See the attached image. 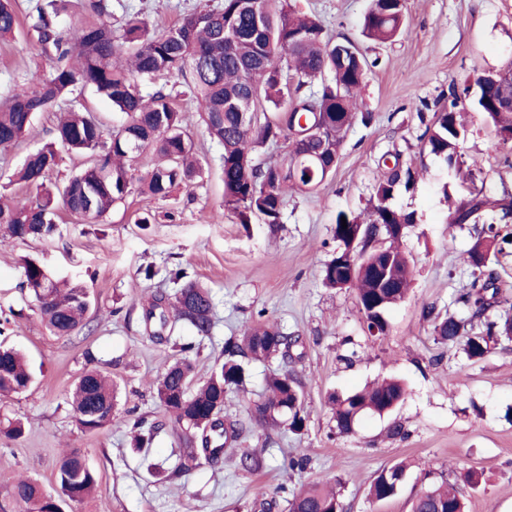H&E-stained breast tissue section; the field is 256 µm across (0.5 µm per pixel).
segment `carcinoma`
Listing matches in <instances>:
<instances>
[{"label":"carcinoma","instance_id":"obj_1","mask_svg":"<svg viewBox=\"0 0 512 512\" xmlns=\"http://www.w3.org/2000/svg\"><path fill=\"white\" fill-rule=\"evenodd\" d=\"M249 0H223L217 9L195 10L168 30L150 35L137 15H130L114 36L104 21L107 0H81L89 18L66 33L56 29L57 12L37 9L31 30L42 52L55 67L48 77L34 72L27 82L0 100V148L20 143L29 133L33 115L51 108L57 100L81 85L91 87L125 114L119 128L106 134L89 111L71 108L59 117L54 142L29 154L19 180L37 190L34 201L22 205L0 204V227L13 238L50 237L57 231L53 220L60 203L73 216L93 221L105 215L133 192L126 162L145 150L154 163L140 179L139 191L164 199L173 187L193 180L199 169L193 142L184 126L183 111L164 88L145 97L140 82L161 76L174 77L198 104L197 111L209 136L224 148V209L240 224L259 221L272 227L281 223L282 189L295 184L313 189L336 167L345 136L358 112L357 94L371 64L348 38L335 41L321 22L302 14L294 0H264L254 13ZM405 0H371L363 19L364 33L381 42L402 34ZM19 16L14 0H0V36L15 34ZM450 104L433 113L426 126L423 149L442 159L448 169L460 173L466 164L462 145L468 130L460 119L467 98L500 136L498 145L512 144V67L486 73L475 87L451 92ZM362 120L370 119L361 115ZM288 142L287 158L262 166L255 163L257 148ZM86 155L89 164L52 191L46 178L58 164L56 146ZM316 162L315 172L296 162L298 156ZM393 165H384L375 198L359 216L336 219L338 250L323 268L322 282L331 289L353 288L369 336L388 330L386 314L406 297L412 266L400 248L405 229L416 223L415 214L393 204L399 188L410 190L418 173L392 154ZM498 212L499 224L512 222V199L490 200L478 189L449 213V221L470 225L476 238L467 252L471 281L456 303L468 313L462 318L442 313L433 305L424 314L442 341L462 342L470 361L484 358L503 340L512 341V318L492 315L500 303L501 288L492 265L499 262L504 246L512 244L498 224H481L486 209ZM347 227H342V224ZM358 235L353 255L349 238ZM26 285L32 291L46 327L55 335L68 336L86 326L87 288L54 281L34 259L24 261ZM179 285L173 296L153 297L144 310L145 330L152 339L173 336L188 328L205 339L214 328V295L187 278L183 269L169 272ZM297 339L274 324L258 323L242 335L224 342V361L196 387H190L196 344H180L182 357L168 364L153 384L155 398L168 413L173 430L194 431L184 439V454L172 474L188 472L199 460L194 444H201L204 459L215 463L240 438L238 423L221 418L224 392L243 386L252 364L276 358L288 359ZM34 382L25 356L0 344V395L21 393ZM405 389L397 380H383L345 396H331L335 406L336 435L354 430L364 414L393 410ZM117 385L97 369L75 384L71 405L81 428L95 432L112 426L118 418ZM254 418L262 426H286L296 435L307 429L301 381L288 371L271 373L265 393L254 405ZM162 423L132 425L133 447H151ZM25 433L19 418L0 422V435L17 440ZM397 463L382 470L369 488L374 502L391 499L397 492L391 473L405 475ZM55 497L43 498L41 487L21 480L12 496L22 512H52L62 498L83 500L97 485L90 468L79 463L72 451L62 456L55 469ZM290 512H343L339 493L315 483L294 497ZM411 512H465L462 495L446 483L421 491Z\"/></svg>","mask_w":512,"mask_h":512}]
</instances>
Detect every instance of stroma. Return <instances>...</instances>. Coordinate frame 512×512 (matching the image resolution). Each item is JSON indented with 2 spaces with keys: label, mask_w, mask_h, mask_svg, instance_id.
Wrapping results in <instances>:
<instances>
[{
  "label": "stroma",
  "mask_w": 512,
  "mask_h": 512,
  "mask_svg": "<svg viewBox=\"0 0 512 512\" xmlns=\"http://www.w3.org/2000/svg\"><path fill=\"white\" fill-rule=\"evenodd\" d=\"M222 0H109L108 21L120 30L129 14L141 12L150 32L160 33L196 9ZM22 33L0 38V98L26 83L32 72L49 73L50 61L26 33L37 7H56L58 28L84 23L79 0H19ZM319 19L334 39L348 38L376 60L359 92L369 123L348 131L336 170L316 190L286 188L278 228L237 223L224 209L223 148L197 123L196 104L177 87L201 173L190 184L156 199L133 192L94 223L57 209L52 239H10L0 243V312L12 317L0 341L25 352L34 383L25 392L0 397V419L21 418L25 435L0 437V512H20L13 485L31 479L54 492V472L63 454L77 450L96 471L92 495L64 504V512H289L294 494L313 483L337 484L346 512H409L426 481L453 480L481 472L477 489L466 490V512H512V341L478 361L467 360L459 344L438 342L425 306L460 314L456 297L468 288L464 262L473 244L470 227L448 222L445 195L461 201L475 184L487 195L512 196V148L498 146L495 128L481 112L464 114L463 145L476 182L450 178L441 159L423 149L425 121L451 88H464L480 75L512 62V0H406L402 37L377 43L364 38L361 23L369 0H296ZM54 113H36L30 136L0 149V198L26 203L35 189L18 181L24 159L52 142ZM400 151L418 168L415 187L401 191L396 207L415 212L403 248L413 261L408 296L387 314L389 328L370 340L354 291L330 289L322 268L333 256L339 213L355 214L372 200L381 176V157ZM151 211L154 223L139 224ZM53 276L90 289L96 309L90 330L53 335L42 323L24 286V258ZM184 267L212 288L214 329L192 357L195 381L205 380L221 360L224 342L243 324L265 320L297 337L288 362L255 363L244 388L224 394V419L243 424L234 447L218 463L201 464L180 478L153 475L148 462L173 465L180 453L171 429L156 437L148 455L134 453L124 424L83 431L69 394L82 373L97 367L111 373L120 412L134 411L147 422L166 419L151 383L176 358L172 343L149 340L142 312L152 297L171 292L168 272ZM152 278H145V268ZM302 382L307 429H264L251 418L267 376L281 369ZM400 379L403 401L390 413L368 415L353 434L339 438L330 394L345 395L382 378ZM262 459L261 469L238 466L245 453ZM304 456V470L286 467ZM405 462V479L392 499L372 503L368 489L379 471Z\"/></svg>",
  "instance_id": "35a3bbf8"
}]
</instances>
